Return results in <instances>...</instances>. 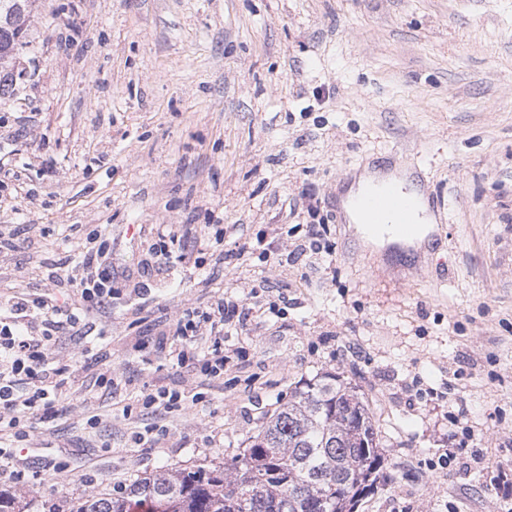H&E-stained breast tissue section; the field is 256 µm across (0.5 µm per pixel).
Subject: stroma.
I'll use <instances>...</instances> for the list:
<instances>
[{"label": "stroma", "instance_id": "obj_1", "mask_svg": "<svg viewBox=\"0 0 512 512\" xmlns=\"http://www.w3.org/2000/svg\"><path fill=\"white\" fill-rule=\"evenodd\" d=\"M16 68L0 97V229L16 238L0 295L71 305L43 271L101 232L115 291L90 338L132 410L89 427L109 392L57 337L71 387L6 486L30 512L222 463L325 372L361 387L380 430L384 479L358 512L512 497V468L473 462L512 459V0H38ZM368 165L429 195L420 248L371 252L349 228L340 193ZM164 224L188 229L197 262L143 271ZM220 296L249 312L207 380L159 333ZM162 387L181 410L143 408ZM154 426L159 441L131 442Z\"/></svg>", "mask_w": 512, "mask_h": 512}]
</instances>
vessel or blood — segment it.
<instances>
[{"instance_id":"vessel-or-blood-1","label":"vessel or blood","mask_w":512,"mask_h":512,"mask_svg":"<svg viewBox=\"0 0 512 512\" xmlns=\"http://www.w3.org/2000/svg\"><path fill=\"white\" fill-rule=\"evenodd\" d=\"M356 206L375 223H390L393 231L399 236L408 237L415 231L413 216L418 201L399 185L388 184L367 191L357 199Z\"/></svg>"}]
</instances>
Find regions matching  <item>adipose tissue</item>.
<instances>
[{
    "instance_id": "1",
    "label": "adipose tissue",
    "mask_w": 512,
    "mask_h": 512,
    "mask_svg": "<svg viewBox=\"0 0 512 512\" xmlns=\"http://www.w3.org/2000/svg\"><path fill=\"white\" fill-rule=\"evenodd\" d=\"M395 183L406 188L409 194H417L418 187L406 176L393 171L367 170L359 176L355 186L351 187L343 199V207L350 224L354 225L356 233L363 243L370 248H379L394 242L395 236L387 227H373L369 221L354 207L353 200L364 190Z\"/></svg>"
}]
</instances>
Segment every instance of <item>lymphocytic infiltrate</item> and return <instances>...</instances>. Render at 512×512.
I'll use <instances>...</instances> for the list:
<instances>
[{
  "label": "lymphocytic infiltrate",
  "instance_id": "lymphocytic-infiltrate-1",
  "mask_svg": "<svg viewBox=\"0 0 512 512\" xmlns=\"http://www.w3.org/2000/svg\"><path fill=\"white\" fill-rule=\"evenodd\" d=\"M80 276L51 272L57 286L67 288L79 298L81 310L90 312L112 303V254L105 244L85 248L77 262ZM235 303L216 301L209 310L184 311L173 330L168 351L179 367H199L203 376L216 379L224 374L220 353L204 356L201 323H209L212 332L221 333L224 321L238 315ZM72 310L57 305L54 297H42L37 307L26 298L14 296L0 305V479L22 480L15 469V449L25 441L32 421L52 418V407L68 390L65 368L52 366L49 347L55 337L70 332L75 344H82L83 330Z\"/></svg>",
  "mask_w": 512,
  "mask_h": 512
}]
</instances>
